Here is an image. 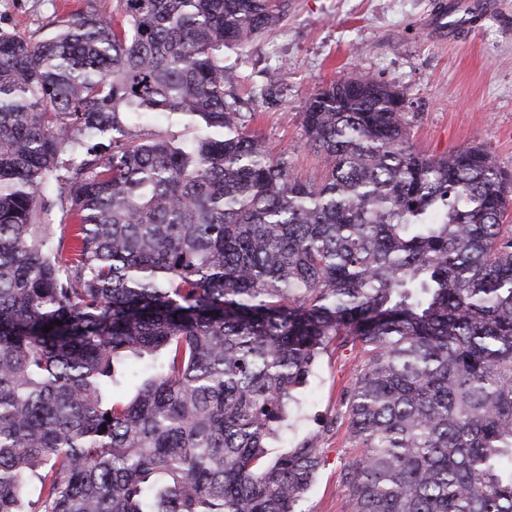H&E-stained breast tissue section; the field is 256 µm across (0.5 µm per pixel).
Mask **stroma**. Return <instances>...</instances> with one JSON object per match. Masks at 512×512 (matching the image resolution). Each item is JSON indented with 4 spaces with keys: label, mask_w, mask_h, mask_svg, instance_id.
Instances as JSON below:
<instances>
[{
    "label": "stroma",
    "mask_w": 512,
    "mask_h": 512,
    "mask_svg": "<svg viewBox=\"0 0 512 512\" xmlns=\"http://www.w3.org/2000/svg\"><path fill=\"white\" fill-rule=\"evenodd\" d=\"M287 18L247 52H224L226 78L241 98L259 90L268 70L281 83L255 108L250 130L287 152L295 174L321 170L305 145L302 112L321 86L347 74L394 84L408 102L413 143L429 155L481 146L512 169V0H499L480 28L440 41L427 18L437 0H290ZM78 0H0V27L29 36ZM358 359L323 354L287 423L270 444L278 455L304 440L321 448L324 464L301 503L303 512H345L342 467L354 456L344 391Z\"/></svg>",
    "instance_id": "stroma-1"
}]
</instances>
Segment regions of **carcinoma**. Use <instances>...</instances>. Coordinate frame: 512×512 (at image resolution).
Wrapping results in <instances>:
<instances>
[{
	"label": "carcinoma",
	"instance_id": "obj_1",
	"mask_svg": "<svg viewBox=\"0 0 512 512\" xmlns=\"http://www.w3.org/2000/svg\"><path fill=\"white\" fill-rule=\"evenodd\" d=\"M288 8L0 28V512H300L322 452L266 448L332 344L360 357L346 512H512V171L422 154L404 93L348 75L295 176L224 69Z\"/></svg>",
	"mask_w": 512,
	"mask_h": 512
}]
</instances>
